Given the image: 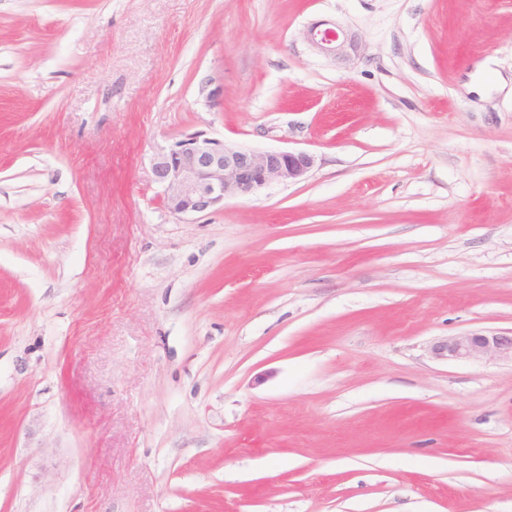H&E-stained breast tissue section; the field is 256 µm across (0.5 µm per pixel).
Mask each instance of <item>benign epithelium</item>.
Returning <instances> with one entry per match:
<instances>
[{
    "mask_svg": "<svg viewBox=\"0 0 512 512\" xmlns=\"http://www.w3.org/2000/svg\"><path fill=\"white\" fill-rule=\"evenodd\" d=\"M306 39L322 53L338 59L354 47L344 29L312 26ZM315 158L305 151H256L200 133L175 141L156 155L153 178L162 189L165 209L176 216H193L243 198L273 184L297 182L313 168ZM434 358L457 361L482 359L512 362V330L467 331L447 336L430 347Z\"/></svg>",
    "mask_w": 512,
    "mask_h": 512,
    "instance_id": "1",
    "label": "benign epithelium"
}]
</instances>
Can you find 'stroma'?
Returning <instances> with one entry per match:
<instances>
[{"instance_id":"1","label":"stroma","mask_w":512,"mask_h":512,"mask_svg":"<svg viewBox=\"0 0 512 512\" xmlns=\"http://www.w3.org/2000/svg\"><path fill=\"white\" fill-rule=\"evenodd\" d=\"M510 329L512 0H0V512H512ZM322 25L325 24L312 26L306 31V39L310 44L320 52L335 58L345 59L348 57L347 49H352L354 44L344 29L338 26L319 29ZM314 163L305 151H256L192 133L158 153L152 172L165 209L185 217L224 206L227 198L297 182ZM430 351L434 358L448 362L496 359L512 363V329L461 332L436 341Z\"/></svg>"}]
</instances>
